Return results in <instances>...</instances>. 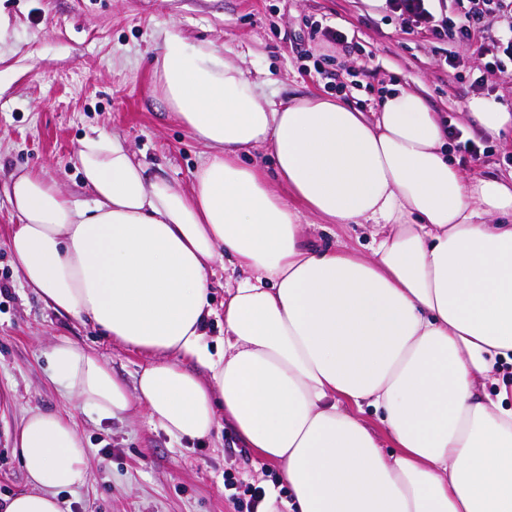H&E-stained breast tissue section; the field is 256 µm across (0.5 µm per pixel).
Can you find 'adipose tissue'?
Returning <instances> with one entry per match:
<instances>
[{
	"instance_id": "1",
	"label": "adipose tissue",
	"mask_w": 512,
	"mask_h": 512,
	"mask_svg": "<svg viewBox=\"0 0 512 512\" xmlns=\"http://www.w3.org/2000/svg\"><path fill=\"white\" fill-rule=\"evenodd\" d=\"M152 76L206 148L190 191L102 133L78 153L90 205L9 177L24 286L147 358L130 389L62 339L53 380L102 418L140 405L178 442L228 423L281 465L296 512H512V389H478L512 360V179L467 176L439 114L398 85L370 116L316 92L278 102L171 31ZM465 109L491 138L512 127L504 104ZM248 148L274 175L241 162ZM307 215L361 228L367 250L313 247ZM225 256L242 275L213 351L209 271ZM16 446L34 489L0 512H62L58 491L86 477L72 418L30 413Z\"/></svg>"
}]
</instances>
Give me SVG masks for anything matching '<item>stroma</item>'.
I'll use <instances>...</instances> for the list:
<instances>
[{"mask_svg": "<svg viewBox=\"0 0 512 512\" xmlns=\"http://www.w3.org/2000/svg\"><path fill=\"white\" fill-rule=\"evenodd\" d=\"M315 21L347 32L352 51L330 52L311 28ZM168 30L192 46L233 48L234 61L278 101L319 92L375 112L383 92L398 84L477 141L482 132L461 113L467 100L480 96L512 109V75L484 67L492 40L449 44L456 64L442 68L434 41L386 18L379 0H0V506L31 489L14 446L23 418L70 408L49 376L47 345L76 342L130 386L145 362L24 287L8 248L20 217L5 185L10 174L36 171L88 204L77 153L97 129L146 155L153 174L190 189L204 148L171 119L152 82L151 61ZM326 53L332 60L324 64ZM479 77L484 88L477 91ZM489 146L487 157L465 163L466 173L512 172V136ZM75 420L88 475L59 492L64 512H236L225 477L260 487L281 477L277 464L245 447L225 423L187 448L139 406L108 420L84 413Z\"/></svg>", "mask_w": 512, "mask_h": 512, "instance_id": "obj_1", "label": "stroma"}]
</instances>
